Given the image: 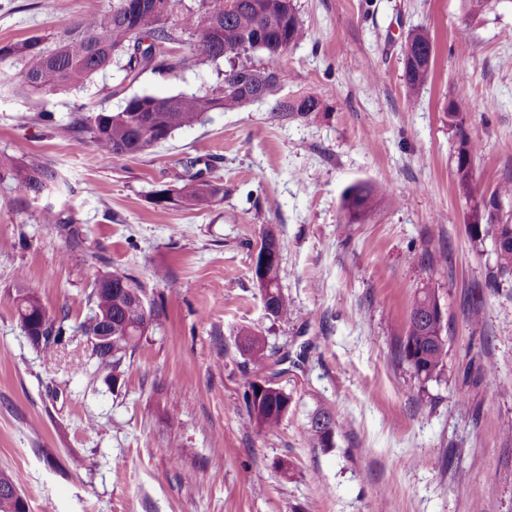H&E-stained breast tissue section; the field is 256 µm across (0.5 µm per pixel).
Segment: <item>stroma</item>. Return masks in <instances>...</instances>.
Wrapping results in <instances>:
<instances>
[{
  "label": "stroma",
  "mask_w": 512,
  "mask_h": 512,
  "mask_svg": "<svg viewBox=\"0 0 512 512\" xmlns=\"http://www.w3.org/2000/svg\"><path fill=\"white\" fill-rule=\"evenodd\" d=\"M306 37L281 61V93L321 92L328 109L276 118L268 104L208 113L133 158L103 162L74 141L71 113L125 97L197 93L223 63L95 75L78 93L0 90V153L42 158L64 185L41 197L0 185V471L30 512H512V282L489 289L495 226L467 225L512 182V0L471 17L462 0H295ZM112 0H0V44L51 36ZM429 34L426 85L408 94L399 46ZM475 109L449 118L450 101ZM474 145L471 195L456 183L460 132ZM224 196L163 208L186 161ZM380 186L350 224L343 191ZM52 204L77 236L43 223ZM282 250L288 319L266 315L251 254L266 230ZM132 275L164 310L118 381L76 334L44 356L17 296L37 295L69 328L93 281ZM445 315L447 356L429 380L396 354L424 293ZM481 321L472 324L470 308ZM257 326L256 363L238 333ZM290 398L279 427L245 424L249 380ZM336 420L329 447L306 428ZM289 462L282 470L281 462ZM334 427L336 421L327 411H317L307 427V438L315 447H325Z\"/></svg>",
  "instance_id": "obj_1"
}]
</instances>
